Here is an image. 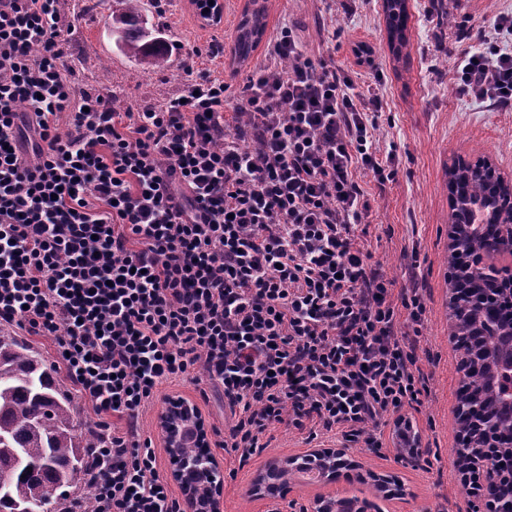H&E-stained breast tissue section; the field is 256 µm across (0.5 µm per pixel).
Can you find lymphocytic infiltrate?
Instances as JSON below:
<instances>
[{"instance_id": "1", "label": "lymphocytic infiltrate", "mask_w": 512, "mask_h": 512, "mask_svg": "<svg viewBox=\"0 0 512 512\" xmlns=\"http://www.w3.org/2000/svg\"><path fill=\"white\" fill-rule=\"evenodd\" d=\"M466 51L457 90L512 103V15ZM244 78L183 61L181 96L120 113L75 86L60 0H0V325L49 336L102 420L95 512H183L138 419L165 382L224 393L218 448L249 456L272 424L381 447L367 430L429 394L419 288L369 264L356 179L395 174L377 96L304 49L294 25ZM124 418L125 430L111 425Z\"/></svg>"}]
</instances>
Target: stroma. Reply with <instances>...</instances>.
I'll return each mask as SVG.
<instances>
[{"instance_id": "35a3bbf8", "label": "stroma", "mask_w": 512, "mask_h": 512, "mask_svg": "<svg viewBox=\"0 0 512 512\" xmlns=\"http://www.w3.org/2000/svg\"><path fill=\"white\" fill-rule=\"evenodd\" d=\"M254 2L266 11L264 40L241 60L234 52L237 27L245 8ZM447 2L450 12L476 30L488 26L498 14L512 13V0ZM218 4L222 17L217 24L205 22L193 0L151 5L143 14V26L149 37L165 43L170 65L146 69L129 61L115 44L114 0H95L87 9L80 8L76 0H63L68 64L76 84L118 99L123 111L159 103L183 91L187 76L180 62L194 48L215 38L223 40V56L201 57L198 66L225 79L232 70L244 73L266 64V40L285 23L297 22L310 54L331 60L336 68L354 71L359 90L376 93L381 100L375 146L380 155L396 154L398 165L395 176L382 184L370 172L357 175L371 202L365 247L371 253V264L381 265L396 288L420 287L427 299V328L418 357L429 376L430 396L413 414L421 436V455L413 465H406L387 434L382 437L384 449L378 451L362 443L347 445L345 453L355 462V469L342 471L333 483L297 479L279 508L281 512H307L315 496L337 491L350 497L367 496L371 488L361 484L360 478L374 472L398 475L404 484L403 496L386 501L384 512H468L472 493L454 454L460 356L451 340L448 316V181L454 164L480 158L512 178V105L458 94L461 52L465 46H477L478 41L472 38L463 43L452 37L447 51H440L430 0H407V45L398 56L389 45L383 0H218ZM360 43L372 48L384 73L382 84L358 71L352 49ZM411 249L417 250L420 263L413 272L406 258ZM172 394L198 403L205 429L223 428L229 417L222 391L209 389L203 402L190 383L161 384L139 419V433L141 438L152 439L164 475L169 462L160 418L167 408L165 399ZM269 434L267 448L244 459L214 449L224 475L221 512H264L250 492L253 482L265 474L270 461L295 455L309 445L297 430L283 425L271 428Z\"/></svg>"}]
</instances>
